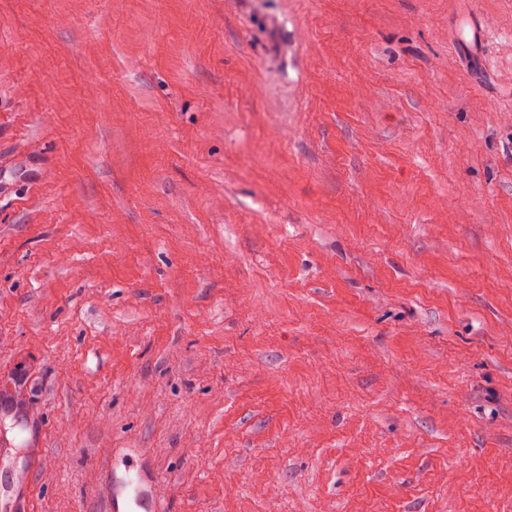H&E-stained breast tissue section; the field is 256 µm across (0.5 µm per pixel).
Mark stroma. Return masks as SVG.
Segmentation results:
<instances>
[{"label": "stroma", "instance_id": "1", "mask_svg": "<svg viewBox=\"0 0 512 512\" xmlns=\"http://www.w3.org/2000/svg\"><path fill=\"white\" fill-rule=\"evenodd\" d=\"M2 378L30 512H512V0H0ZM153 484L150 472L141 463L133 460L126 466L125 476L118 479L107 512H160L158 500L152 490ZM120 501L126 511L120 510Z\"/></svg>", "mask_w": 512, "mask_h": 512}]
</instances>
